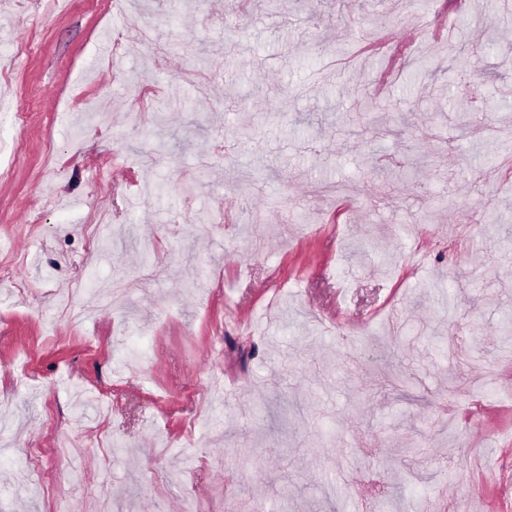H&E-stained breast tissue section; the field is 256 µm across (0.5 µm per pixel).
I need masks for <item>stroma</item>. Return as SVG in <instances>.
Segmentation results:
<instances>
[{"mask_svg": "<svg viewBox=\"0 0 512 512\" xmlns=\"http://www.w3.org/2000/svg\"><path fill=\"white\" fill-rule=\"evenodd\" d=\"M0 62V512H512L503 0H0Z\"/></svg>", "mask_w": 512, "mask_h": 512, "instance_id": "1", "label": "stroma"}]
</instances>
